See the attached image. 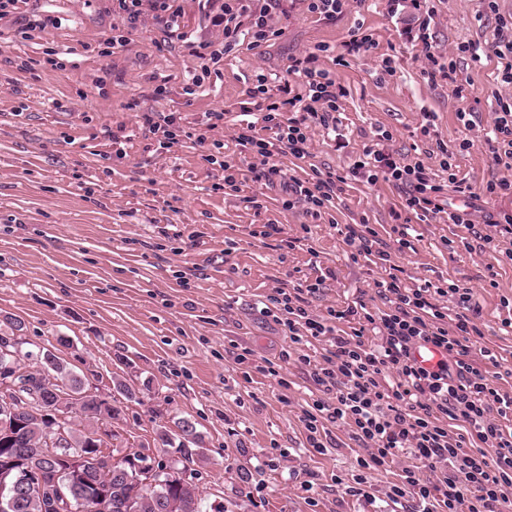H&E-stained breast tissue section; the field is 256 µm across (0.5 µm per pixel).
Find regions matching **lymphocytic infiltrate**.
<instances>
[{"label": "lymphocytic infiltrate", "mask_w": 512, "mask_h": 512, "mask_svg": "<svg viewBox=\"0 0 512 512\" xmlns=\"http://www.w3.org/2000/svg\"><path fill=\"white\" fill-rule=\"evenodd\" d=\"M249 2L224 0L225 39L235 40L234 22L241 16L248 17L255 42L269 38L268 17L282 9L284 0H269L257 11ZM316 61L313 53L293 58L289 70L304 77L307 96L294 95L266 106L262 117L266 123L274 121L281 107L296 112L287 124L278 126L275 140L257 137L254 123L240 125L236 140L243 149L266 163L283 152L298 159L308 156L310 127L333 123L344 95ZM391 138L389 131L376 129L362 147L355 172L367 182L385 180L401 188L406 208L420 217L442 214L448 223H467L466 213L445 210L444 187L422 162L401 164L385 153L384 144ZM342 181L331 171L317 174L309 183L289 178L281 183L283 205L290 209L300 202L309 211H320L332 203ZM316 289V284H306L268 298L281 312L291 343L304 345L322 336L330 342L319 361L307 355L301 358L310 366L320 393L302 416L309 447L319 453L327 450L321 420L344 422L351 428L352 440L364 450L358 460L360 472L352 478L353 494H360L368 474L403 457L407 464L401 479L387 491L392 504L411 498L417 502L414 512H502L512 501V428L505 424L512 418V395L501 392L481 366L496 356L477 346L482 332L474 321L469 289H458L459 310L450 324L439 303L447 289L429 283L406 288L394 272L378 283V294L388 308L375 314L353 307L332 308L323 316L312 314L306 297ZM356 315L376 331L377 344L365 345L358 333L335 334L334 322ZM423 343L444 353L437 369H425L413 359L414 347ZM475 351L480 359H472ZM452 421L459 423L460 432L449 433ZM424 469L429 477H421Z\"/></svg>", "instance_id": "1"}]
</instances>
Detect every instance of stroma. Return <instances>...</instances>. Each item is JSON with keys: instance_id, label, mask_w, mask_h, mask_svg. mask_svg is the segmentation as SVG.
Here are the masks:
<instances>
[{"instance_id": "1", "label": "stroma", "mask_w": 512, "mask_h": 512, "mask_svg": "<svg viewBox=\"0 0 512 512\" xmlns=\"http://www.w3.org/2000/svg\"><path fill=\"white\" fill-rule=\"evenodd\" d=\"M169 4L173 24L130 25L117 0H17L0 14V320L21 322L36 348L68 337L58 355L73 371L88 367L102 387L119 378L136 390V399L118 398L112 423L125 448L154 447L159 425L194 422L206 458L187 462L186 473L226 512H392L386 492L406 459L369 474V495L347 494L363 454L349 425L327 424L333 446L319 454L301 422L320 393L299 357L320 358L329 342L292 346L262 304L276 289L316 281L307 298L314 313L360 304L375 313L390 263L408 288L469 289L480 343L498 357L496 384L512 394V333L503 327L512 319V240L494 248L481 240L512 201L446 191L449 209L467 210L469 224L415 221L411 249L386 262L351 259L339 231L366 224L386 243L407 216L400 189L353 171L379 127L393 136L394 159L422 161L437 182L452 173L476 188L512 181L488 141L498 96L512 94L495 55L512 0L493 11L483 0H430L426 11L412 0H353L333 20L295 0L271 14L269 41L242 29L229 44L215 23L219 0ZM365 35L368 51L343 56L344 42ZM203 42L223 49L219 62L201 54ZM427 43L452 53L455 82L472 88L467 100L455 98L454 82L424 75ZM471 43L479 58L464 53ZM309 52L344 89L336 128L313 126L308 157L282 153L275 163L285 178L343 176L334 206L318 216L300 204L285 209L279 184L266 183L260 159L234 139L243 116L259 118L265 106L247 94L256 74L267 76L271 95L286 83L306 95L288 67ZM171 112L184 134L163 149L144 117ZM208 112L223 113V128L203 126ZM268 224L279 233L263 236ZM286 350L292 358L279 378L247 374L237 361L274 362Z\"/></svg>"}]
</instances>
